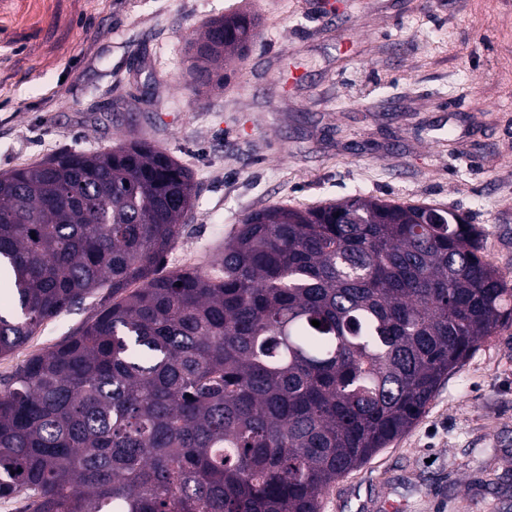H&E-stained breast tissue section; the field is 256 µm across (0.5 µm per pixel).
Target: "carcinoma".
<instances>
[{
	"mask_svg": "<svg viewBox=\"0 0 512 512\" xmlns=\"http://www.w3.org/2000/svg\"><path fill=\"white\" fill-rule=\"evenodd\" d=\"M256 26L240 13L202 24L194 90L221 84ZM195 197L188 170L137 140L0 173L15 306L0 313V356L99 298L0 394L1 499L23 495V512H320L330 484L409 430L512 322V286L482 260L475 225L430 205L271 206L224 240L221 275H160Z\"/></svg>",
	"mask_w": 512,
	"mask_h": 512,
	"instance_id": "cac0c4a2",
	"label": "carcinoma"
}]
</instances>
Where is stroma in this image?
Wrapping results in <instances>:
<instances>
[{
	"label": "stroma",
	"mask_w": 512,
	"mask_h": 512,
	"mask_svg": "<svg viewBox=\"0 0 512 512\" xmlns=\"http://www.w3.org/2000/svg\"><path fill=\"white\" fill-rule=\"evenodd\" d=\"M234 12L257 35L194 93L186 41ZM126 139L197 186L164 271L219 274L249 213L361 196L467 215L512 283V0H0V173ZM94 312L0 356V391ZM321 512H512V324Z\"/></svg>",
	"instance_id": "obj_1"
}]
</instances>
